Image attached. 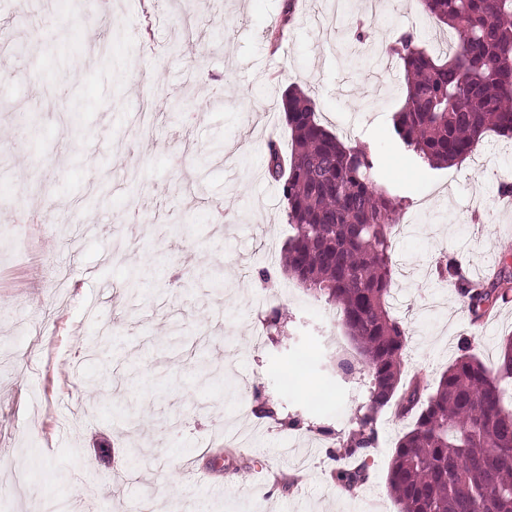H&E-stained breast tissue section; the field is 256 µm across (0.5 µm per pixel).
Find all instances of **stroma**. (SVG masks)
Here are the masks:
<instances>
[{
    "mask_svg": "<svg viewBox=\"0 0 512 512\" xmlns=\"http://www.w3.org/2000/svg\"><path fill=\"white\" fill-rule=\"evenodd\" d=\"M360 21L362 47L349 39ZM0 29V196L32 217L13 244L15 213L0 208V505L398 512L386 477L415 418L382 411L376 447L344 462L367 464V482L335 481L329 452L368 374L338 368L351 342L335 306L279 267L291 229L265 159L270 143L290 149L292 86L340 139L370 145L379 183L410 200L391 285L403 380L434 389L465 341L494 366L512 302L475 319L436 265L478 280L512 255L501 192L512 140L487 133L471 157L434 169L392 134L404 72L388 47L410 30L445 52L439 27L416 0H380L373 17L365 0H105L94 13L47 0L25 18L0 0ZM178 100L192 119L173 114ZM133 266L137 294L125 287ZM273 308L284 324L269 336ZM302 351L312 365L284 385ZM261 401L274 417L257 416Z\"/></svg>",
    "mask_w": 512,
    "mask_h": 512,
    "instance_id": "35a3bbf8",
    "label": "stroma"
}]
</instances>
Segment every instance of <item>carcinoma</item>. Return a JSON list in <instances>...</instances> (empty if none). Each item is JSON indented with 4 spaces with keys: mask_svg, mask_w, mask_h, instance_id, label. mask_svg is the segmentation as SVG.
<instances>
[{
    "mask_svg": "<svg viewBox=\"0 0 512 512\" xmlns=\"http://www.w3.org/2000/svg\"><path fill=\"white\" fill-rule=\"evenodd\" d=\"M422 13L450 28L454 49L439 57L403 33L389 53L405 73L404 104L392 115L403 147L431 167L455 165L489 131L512 139V0H418ZM291 151L270 146L266 169L282 182L292 234L284 270L341 310L356 360L370 376L366 405L346 443L332 453L339 463L364 455L377 441V416L391 406L418 410L398 442L387 482L398 512H512V337L497 366L458 356L434 390L401 382L406 330L388 303L393 273L392 237L409 201L376 180L377 158L366 144L348 145L323 125L318 106L291 89L283 100ZM444 273L481 318L512 300V270L502 265L488 283L464 278L454 263ZM354 488L368 479L362 467L335 469Z\"/></svg>",
    "mask_w": 512,
    "mask_h": 512,
    "instance_id": "obj_1",
    "label": "carcinoma"
}]
</instances>
